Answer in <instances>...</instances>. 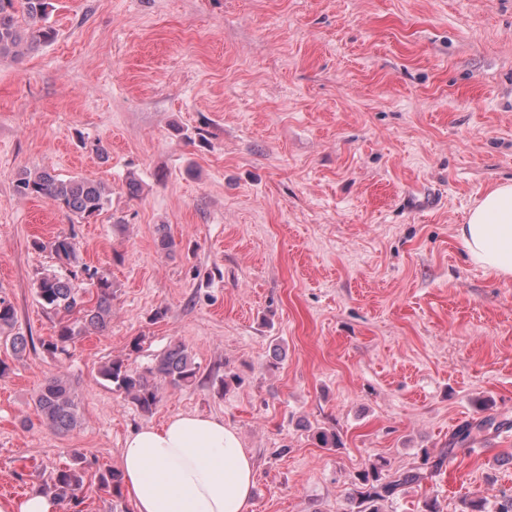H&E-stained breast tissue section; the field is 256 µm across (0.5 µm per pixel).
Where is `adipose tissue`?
Wrapping results in <instances>:
<instances>
[{
  "label": "adipose tissue",
  "instance_id": "adipose-tissue-1",
  "mask_svg": "<svg viewBox=\"0 0 512 512\" xmlns=\"http://www.w3.org/2000/svg\"><path fill=\"white\" fill-rule=\"evenodd\" d=\"M473 263L512 280V183L484 193L457 228ZM120 469L134 512H246L254 465L222 419L182 413L131 434Z\"/></svg>",
  "mask_w": 512,
  "mask_h": 512
}]
</instances>
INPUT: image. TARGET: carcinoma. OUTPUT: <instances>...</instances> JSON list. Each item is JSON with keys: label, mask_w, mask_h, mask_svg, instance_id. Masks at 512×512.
<instances>
[{"label": "carcinoma", "mask_w": 512, "mask_h": 512, "mask_svg": "<svg viewBox=\"0 0 512 512\" xmlns=\"http://www.w3.org/2000/svg\"><path fill=\"white\" fill-rule=\"evenodd\" d=\"M52 9L51 0H0V60L14 59L54 39V30L46 25ZM16 193L23 197L41 198L57 209L83 221L105 211L112 189L97 181L80 177H63L44 168L25 171L16 179ZM35 247L48 250L63 265L76 261L74 237L59 233L47 242L36 241ZM84 274L97 291L93 308L83 309L81 318L59 326L54 336L40 341L41 348L53 357L68 355L74 340L91 331L106 330L112 320V281L104 274L87 267ZM77 274L67 276L45 274L37 283V296L42 306L53 312H72L81 308L80 289L74 284ZM16 323L14 307L0 298V332L5 334L13 355L23 354L34 338L20 334L8 335ZM101 376L116 390L124 393L144 413H150L160 401L162 386L180 388L194 383L197 367L186 347L175 343L159 354L153 364L143 370L129 368L125 360L117 358L104 365ZM42 421L55 430H69L80 421L78 401L71 381L59 373L49 378L34 399ZM506 425L495 417L485 416L478 421L460 425L448 439V447L433 455L421 450V465L436 474L479 435L496 433ZM419 479L415 471L392 472L385 459L380 458L359 472L348 495L350 508L345 512H384L385 503L392 500L402 487ZM44 490L55 499L73 505L82 503L84 475L81 469L65 467L56 471Z\"/></svg>", "instance_id": "1"}]
</instances>
